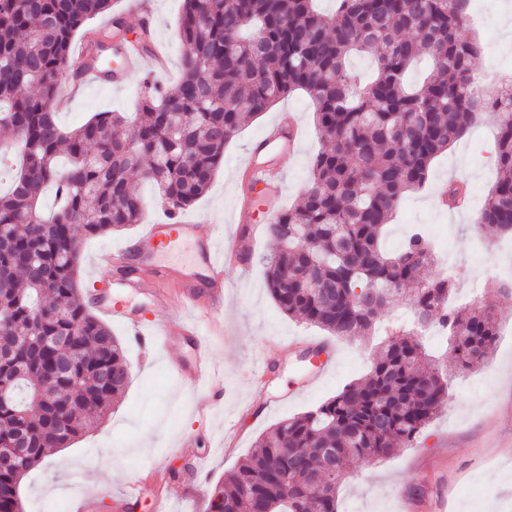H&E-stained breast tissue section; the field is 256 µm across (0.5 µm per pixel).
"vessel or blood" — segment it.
Masks as SVG:
<instances>
[{
    "label": "vessel or blood",
    "instance_id": "obj_1",
    "mask_svg": "<svg viewBox=\"0 0 512 512\" xmlns=\"http://www.w3.org/2000/svg\"><path fill=\"white\" fill-rule=\"evenodd\" d=\"M123 65L114 71L113 86H123L126 75L139 68L144 58L136 46L123 48ZM300 140V128L293 122H278L253 139L247 158L251 174L273 196L282 193V162L294 154ZM197 222L186 219L156 221L147 226L137 238L125 242L110 252L108 262L113 266H125L144 261V245L153 249H169L187 240L195 243V263L189 267L160 264L155 266L151 280L132 277L125 281L126 291L135 292L154 300L161 296L170 282H179L183 303L195 310V318L177 316L156 324L146 316L128 309L118 294L107 293L95 303L97 311L106 318L120 321L137 341L147 347L170 348L178 344L190 347V361L175 362L174 368L181 383L187 387L206 386L212 394L213 405H220L224 395V369L216 364L208 344L207 331L219 323L224 311V265L233 256L232 251H219L215 241L198 231ZM163 470L140 477L126 484L119 503L131 507L140 502L145 492H152L156 512H168L169 497L164 489Z\"/></svg>",
    "mask_w": 512,
    "mask_h": 512
}]
</instances>
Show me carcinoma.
<instances>
[{
	"label": "carcinoma",
	"mask_w": 512,
	"mask_h": 512,
	"mask_svg": "<svg viewBox=\"0 0 512 512\" xmlns=\"http://www.w3.org/2000/svg\"><path fill=\"white\" fill-rule=\"evenodd\" d=\"M467 2L336 0L325 14L315 0H184L181 78L166 88L145 78L131 123L98 112L67 130L55 109L61 69L110 79L112 44L130 29L116 16L90 26L112 0H0V158H20L0 192V449L27 448L0 466V512H13L21 479L97 427L129 383L120 342L77 280L78 234L139 223L143 183L178 218L245 121L296 91L310 97L327 144L301 200L268 225L266 280L280 310L351 340L372 335L396 301L448 329L457 370L489 362L495 310L448 308L453 281L421 276L436 262L421 233L392 251L381 245L404 196L486 114L497 123L499 175L476 220L512 236V88L472 95L482 46L459 35ZM356 52L372 59L367 81L349 69ZM50 192L56 206L45 213ZM465 196L461 182L443 191L451 208ZM431 363L413 331L393 328L364 380L280 421L214 488L208 512H337L348 460L386 459L442 411L448 375Z\"/></svg>",
	"instance_id": "obj_1"
}]
</instances>
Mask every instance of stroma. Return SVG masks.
<instances>
[{
    "mask_svg": "<svg viewBox=\"0 0 512 512\" xmlns=\"http://www.w3.org/2000/svg\"><path fill=\"white\" fill-rule=\"evenodd\" d=\"M152 29L168 56L165 70L151 63L128 74L123 88L87 84L59 113L60 124L74 128L98 112L134 113L146 76L159 75L172 83L181 75L183 46L178 20L183 0H153ZM512 0H487L486 11L471 8L462 37L478 33L485 46L474 61L482 73L512 75V46H506L505 22ZM294 117L302 134L297 152L283 161L285 189L281 197H257L244 168L250 142L285 117ZM496 123L483 119L467 136L450 147L431 166L424 190L408 193L388 226L387 249L399 247L412 227H430L437 255H451L453 268L435 264L428 277L454 275L450 302H464L472 280H480L477 300L500 313V336L491 361L482 368L455 374L446 406L411 447L386 460L370 464L350 460L348 477L338 496V512H480L485 499L494 512H512V301L501 298L496 281L473 258V234L464 218L449 216L437 197L449 176L463 173L473 189L468 206L477 211L496 179L494 135ZM322 146L313 122V106L303 92L280 99L267 112L248 120L224 149V163L208 190L187 211L197 218L202 234L220 243L245 235L232 216L253 214L255 223L269 219L299 200L311 161ZM143 222L106 235L86 237L80 243L78 278L84 296L103 288L110 274L101 257L126 239L137 236L143 224L164 215L150 186L140 189ZM273 249L270 237L259 239L248 258V268L230 264L224 269V322L215 341L216 359L224 366V404L208 408L206 389L181 385L173 360L188 357L189 348L152 351L141 348L119 323L110 328L121 342L130 371V383L111 412L95 430L82 434L68 447L54 450L48 460L22 479L19 494L23 512H76L75 495L95 498V512H121L115 502L130 478L155 467L171 471L168 496L174 512H207L208 500L193 497L197 485L213 489L252 450L256 440L281 420L317 407L345 385L365 376L378 337L345 341L284 314L267 287L262 258ZM298 339V346L281 351L269 337ZM324 344V356L333 368L317 383L305 357L310 342ZM267 353L275 372L258 378L256 357ZM198 436L193 453L180 451L182 434ZM203 458L196 469L194 458Z\"/></svg>",
    "mask_w": 512,
    "mask_h": 512,
    "instance_id": "stroma-1",
    "label": "stroma"
}]
</instances>
